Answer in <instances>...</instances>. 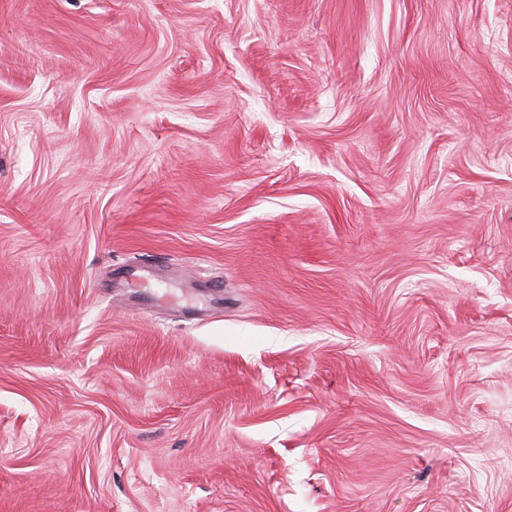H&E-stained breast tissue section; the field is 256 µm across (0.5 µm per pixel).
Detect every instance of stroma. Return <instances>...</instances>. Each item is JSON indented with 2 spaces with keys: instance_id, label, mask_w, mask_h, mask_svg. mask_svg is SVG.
<instances>
[{
  "instance_id": "obj_1",
  "label": "stroma",
  "mask_w": 512,
  "mask_h": 512,
  "mask_svg": "<svg viewBox=\"0 0 512 512\" xmlns=\"http://www.w3.org/2000/svg\"><path fill=\"white\" fill-rule=\"evenodd\" d=\"M0 512H512V0H0Z\"/></svg>"
}]
</instances>
